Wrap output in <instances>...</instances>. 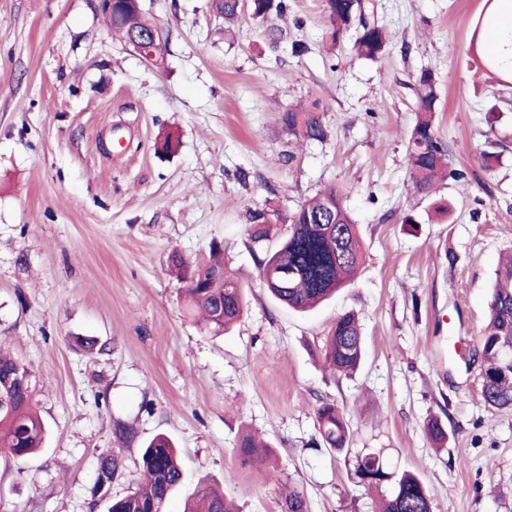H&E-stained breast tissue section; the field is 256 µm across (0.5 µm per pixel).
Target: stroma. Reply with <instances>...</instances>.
Returning <instances> with one entry per match:
<instances>
[{
  "label": "stroma",
  "mask_w": 512,
  "mask_h": 512,
  "mask_svg": "<svg viewBox=\"0 0 512 512\" xmlns=\"http://www.w3.org/2000/svg\"><path fill=\"white\" fill-rule=\"evenodd\" d=\"M373 2L394 35L375 61L347 41L327 50L324 0H288L277 46L247 13L225 31L210 0H142L166 45L155 66L112 34L98 0H0V347L29 365L49 431L39 454L0 456V512H107L93 495L98 455L120 448L111 493L124 495L159 433L184 471L167 512H183L204 479L241 512H281L288 484L309 512H374L343 457L318 442L324 401L343 410L354 447L387 449L421 476L433 512H512V409L484 406L472 358L512 251V78L469 48L506 4ZM295 41L304 53L292 54ZM424 70L439 81L436 133L465 174L430 197L405 166ZM313 100L329 136L283 162L279 115ZM166 133L179 147L157 154ZM488 141L499 157L487 169ZM330 184L360 228L363 261L354 282L299 314L270 297L256 267L288 225L257 248L249 215L294 209ZM437 198L450 216L435 213ZM408 213L417 227L403 224ZM214 239L248 302L218 336L190 313L168 260L196 261ZM345 311L359 317L366 356L334 377L320 349ZM432 417L445 447L424 430ZM120 424L134 431L128 442ZM246 430L273 446L264 471L235 464Z\"/></svg>",
  "instance_id": "1"
}]
</instances>
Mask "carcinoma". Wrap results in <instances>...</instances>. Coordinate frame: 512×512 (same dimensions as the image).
I'll list each match as a JSON object with an SVG mask.
<instances>
[{
	"label": "carcinoma",
	"mask_w": 512,
	"mask_h": 512,
	"mask_svg": "<svg viewBox=\"0 0 512 512\" xmlns=\"http://www.w3.org/2000/svg\"><path fill=\"white\" fill-rule=\"evenodd\" d=\"M224 24H234L243 13V0H214ZM248 12L257 19L282 18L288 12V0H249ZM327 38L335 45L350 31L355 32L352 49L356 56L376 60L387 51L388 31L369 16L368 0H325ZM112 30L126 43L132 35L158 31L143 13L141 0H126L125 7L109 20ZM138 54L147 62H163L162 41L142 45ZM503 61L512 63V30L502 31L500 49L483 59L486 66ZM416 121L406 147V167L413 189L430 194L437 181L446 177L457 181L464 173L452 168L448 145L435 132L437 102L436 80L423 71L413 87ZM280 124L289 142H322L328 128L321 116L319 101L290 106L281 112ZM248 236L259 246L269 239L274 224H290L288 236L273 252L256 259L260 278L272 296L283 305L307 311L348 286L363 259L358 225L344 205L342 193L335 186L320 189L289 212L274 207L250 214ZM173 267L186 271L185 292L188 306L198 312L204 327L214 333L227 331L243 314L245 290L224 266V244H210V257L193 267L179 254L170 256ZM490 321L480 336L475 357L481 361L480 395L485 407L512 409V253L501 264L491 290ZM365 340L358 315L353 311L336 317L320 349L325 369L350 373L361 364ZM322 442L344 462L354 460V482L380 497L378 512H432V502L420 476L399 469L383 448H351L354 430L341 410L324 401L315 411ZM425 431L438 447L448 441V431L441 420L430 418ZM46 427L35 411V391L31 371L22 361L0 353V454L23 460L44 447ZM242 468L266 464L272 449L250 433H243L235 449ZM121 472L115 454H103L98 460L93 495L104 498L112 481ZM182 480L181 463L174 442L158 434L140 449V476L129 492L109 500L108 512H165V504ZM186 512H238L232 500L208 481L200 483L192 507ZM281 512H309L304 494L288 491Z\"/></svg>",
	"instance_id": "1"
}]
</instances>
